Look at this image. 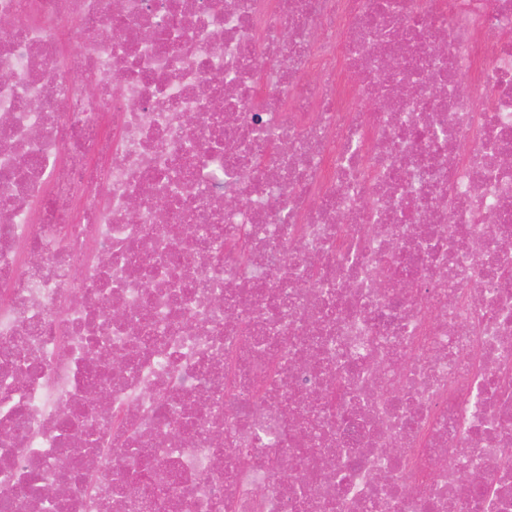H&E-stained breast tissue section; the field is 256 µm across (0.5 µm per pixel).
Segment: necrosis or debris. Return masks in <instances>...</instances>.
I'll list each match as a JSON object with an SVG mask.
<instances>
[{
  "mask_svg": "<svg viewBox=\"0 0 512 512\" xmlns=\"http://www.w3.org/2000/svg\"><path fill=\"white\" fill-rule=\"evenodd\" d=\"M0 18V512H512V0Z\"/></svg>",
  "mask_w": 512,
  "mask_h": 512,
  "instance_id": "necrosis-or-debris-1",
  "label": "necrosis or debris"
}]
</instances>
